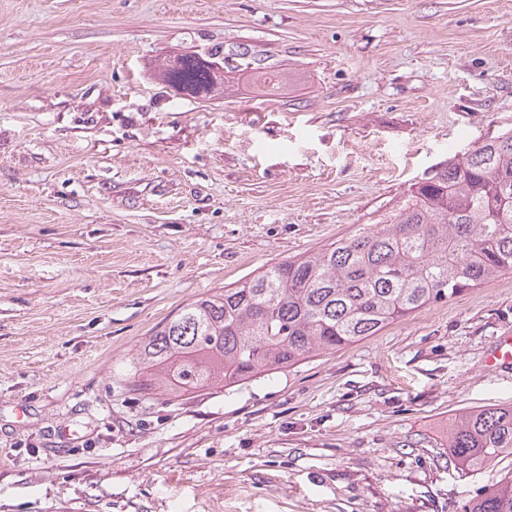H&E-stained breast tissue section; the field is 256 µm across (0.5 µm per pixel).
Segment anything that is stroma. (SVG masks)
Returning <instances> with one entry per match:
<instances>
[{
    "label": "stroma",
    "instance_id": "1",
    "mask_svg": "<svg viewBox=\"0 0 512 512\" xmlns=\"http://www.w3.org/2000/svg\"><path fill=\"white\" fill-rule=\"evenodd\" d=\"M215 48L213 97L152 76ZM506 129L512 0H0V512H459L512 467L447 450L512 405V274L230 388L116 369Z\"/></svg>",
    "mask_w": 512,
    "mask_h": 512
}]
</instances>
